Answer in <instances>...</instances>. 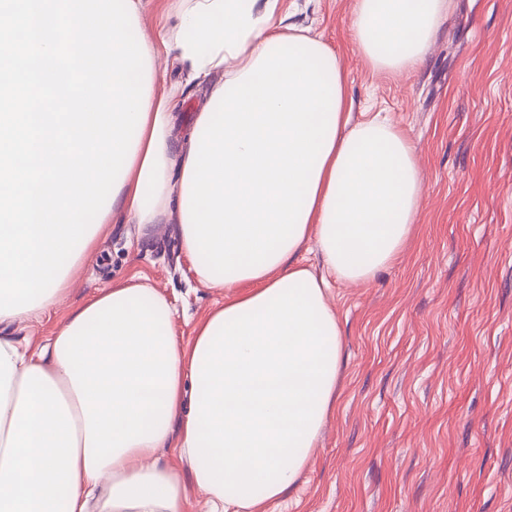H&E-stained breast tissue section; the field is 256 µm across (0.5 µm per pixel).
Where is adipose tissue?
<instances>
[{
    "instance_id": "1",
    "label": "adipose tissue",
    "mask_w": 512,
    "mask_h": 512,
    "mask_svg": "<svg viewBox=\"0 0 512 512\" xmlns=\"http://www.w3.org/2000/svg\"><path fill=\"white\" fill-rule=\"evenodd\" d=\"M450 0H354L366 65L417 70ZM151 59L206 86L171 136L179 85L152 83L109 219L176 222L196 277L224 302L180 342L168 300L115 280L37 352L0 336V512H262L299 481L336 400L341 330L328 273L370 283L412 233L415 151L382 113L352 123L336 53L278 0H180ZM224 73L212 82L214 73ZM178 449L180 472L159 452Z\"/></svg>"
}]
</instances>
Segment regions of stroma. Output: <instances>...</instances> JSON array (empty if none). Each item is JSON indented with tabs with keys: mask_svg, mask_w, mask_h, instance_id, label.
<instances>
[{
	"mask_svg": "<svg viewBox=\"0 0 512 512\" xmlns=\"http://www.w3.org/2000/svg\"><path fill=\"white\" fill-rule=\"evenodd\" d=\"M354 0H280L336 52L354 120L384 112L410 140L424 197L399 258L366 285L333 281L344 364L336 408L300 482L267 512H512V0H453L414 73L371 71ZM184 86L174 137L204 101ZM140 276L173 305L179 338L223 303L201 285L176 224H109L66 298ZM65 307L0 325L38 344Z\"/></svg>",
	"mask_w": 512,
	"mask_h": 512,
	"instance_id": "35a3bbf8",
	"label": "stroma"
}]
</instances>
